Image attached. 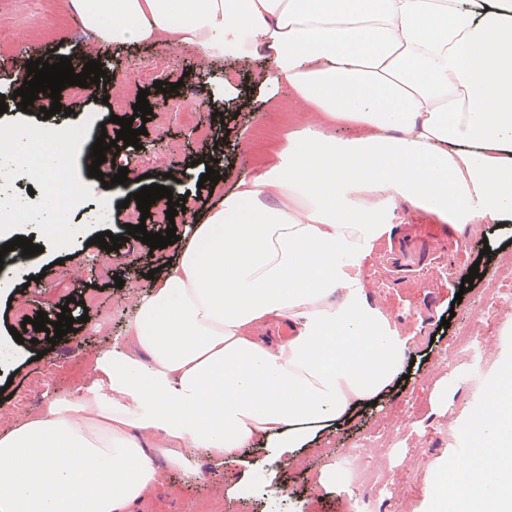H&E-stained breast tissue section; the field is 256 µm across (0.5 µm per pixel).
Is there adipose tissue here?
Segmentation results:
<instances>
[{
  "instance_id": "adipose-tissue-1",
  "label": "adipose tissue",
  "mask_w": 512,
  "mask_h": 512,
  "mask_svg": "<svg viewBox=\"0 0 512 512\" xmlns=\"http://www.w3.org/2000/svg\"><path fill=\"white\" fill-rule=\"evenodd\" d=\"M88 55L131 43L191 50L200 73L260 58L253 80L287 90L300 127L240 179L148 291L130 289L121 340L93 353L90 382L0 431V512H125L160 483L155 456L237 461L266 442L293 458L320 429L386 390L408 338L365 301V262L398 205L467 234L512 223V0H61ZM359 128L356 137L332 127ZM56 145L25 127L11 161ZM287 325V338L258 328ZM453 486L428 512H512V363L504 364Z\"/></svg>"
}]
</instances>
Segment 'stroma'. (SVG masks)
<instances>
[{
  "mask_svg": "<svg viewBox=\"0 0 512 512\" xmlns=\"http://www.w3.org/2000/svg\"><path fill=\"white\" fill-rule=\"evenodd\" d=\"M53 0H0V96H7L8 110L0 114V136L16 126L64 124L79 130L80 140L92 146L100 134L115 138L116 126L109 120L113 106L104 97H116L122 103L123 117L132 118L134 127H145L139 147L121 148V155L133 158L128 180L113 192L114 206L106 220H99L97 207L104 195L101 181L89 177L88 157H81L62 172L64 180L78 183L83 194L72 206L69 220L77 225L68 245L56 249L48 244L43 223L29 220L40 211L45 194L42 186L32 185L27 170H15L10 186L0 189V205L11 208L15 233L42 248L29 261H21L17 251L0 260L4 272H17L23 288L18 302L0 299V337L10 328H21L24 338L19 359L0 377V429L5 430L22 411H36L52 395L77 394L81 387L71 372L73 362L85 354L110 347L122 336L130 309L128 291L118 288L116 280L139 281L149 287V270L172 267L178 256L177 245L153 249L132 239L109 252L93 244V237L109 231L124 232L127 211L121 201L141 188L140 176L150 175L152 183L163 184L164 173L182 171L181 182L172 184L173 198H185V210L175 218L177 236H184L187 218L204 220L221 196L232 189L241 175H253L260 167L251 156L258 134L280 132L289 123L283 110L262 108L260 94L251 87L252 74L244 63H217L207 82H200L191 51L172 56L161 45H137L112 50V68L106 83L89 85L79 95L62 90V113L44 118L18 109L13 93L28 77L27 63L42 59L59 60L66 56L82 59L86 31L77 18L55 15ZM165 66L163 79L183 82L186 92L179 95L181 111L168 113L164 122L135 119L133 104L139 90H148L152 109H159L166 95L150 88L144 74L146 66ZM233 76L246 89L244 97L224 99V78ZM125 85L123 94H115L112 83ZM222 101L221 116H214L206 104V95ZM193 112L195 124H185L182 111ZM211 131L210 141H200L199 128ZM217 162L224 174L223 187L202 182L210 162ZM395 235L389 246L372 254L364 279L367 297L384 306L402 327L414 332L408 354L406 378L392 384L376 403L359 405L340 426L317 432L316 449L298 451L293 461L274 460L262 445L244 449L240 461L217 464L198 458L189 466L201 469L205 477H188L185 469L157 458L163 482L157 490L134 503L129 512H340L335 493L311 496L309 486L319 472L328 467L327 459L343 449H354L367 475V485L377 497H390L388 512H427L426 474L441 458H461L470 447L461 441L457 429L465 426L471 414L484 407L486 387L495 385L501 367L512 361V323L507 308L496 307V292L512 281V223L484 225L472 234L466 247L447 254L454 243L451 226L435 218L400 206L395 210ZM424 234L428 253L423 270L403 273L389 261L407 236ZM488 258H481V250ZM478 267L474 288L460 292L459 287L470 267ZM74 318L73 330L56 345H49L47 334L22 328L21 314L36 316L46 312L56 320L59 307L67 298ZM67 304V303H66ZM88 322H81V315ZM449 327H442V319ZM484 332V363L474 369H462L449 375L444 363L458 336ZM188 466V467H189ZM245 485L240 495H227L228 487Z\"/></svg>",
  "mask_w": 512,
  "mask_h": 512,
  "instance_id": "1",
  "label": "stroma"
}]
</instances>
